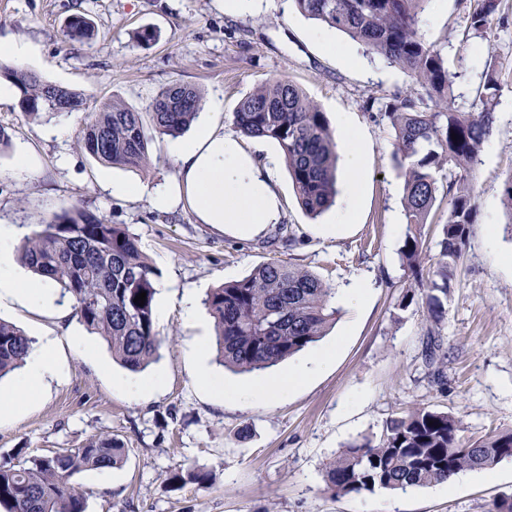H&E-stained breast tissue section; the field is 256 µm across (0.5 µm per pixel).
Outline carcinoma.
I'll return each instance as SVG.
<instances>
[{"instance_id": "cac0c4a2", "label": "carcinoma", "mask_w": 512, "mask_h": 512, "mask_svg": "<svg viewBox=\"0 0 512 512\" xmlns=\"http://www.w3.org/2000/svg\"><path fill=\"white\" fill-rule=\"evenodd\" d=\"M294 2L303 15L347 35L413 82L409 91L393 94L378 117L393 129V158L404 176L402 205L409 232L402 261L415 286L425 288L428 335L438 336L474 223V167L496 122L499 74L487 68L480 110L464 112L455 106V74L448 71L441 51L420 33L429 0ZM477 2L469 28L483 38L501 0ZM95 32L84 14L72 16L66 25L71 41L89 40ZM0 77L17 88L19 107L31 118L86 109L81 93L47 82L25 67L0 62ZM201 102L198 89L170 85L153 99L147 123L143 113L126 104L105 102L81 131L78 145L101 164L144 171L151 165L152 138L181 135L196 119ZM233 121L242 135L277 143L306 214L315 218L335 203L336 142L324 112L299 87L282 78L260 85L240 100ZM441 191L448 196V219L438 230L435 261L426 268L423 226ZM19 257L62 294L71 295L79 323L106 342L122 367L137 372L156 360L161 339L154 324L155 273L138 239L125 227L72 207L26 238ZM142 291L146 299L140 307L134 299ZM204 304L214 322L219 361L241 372L265 370L299 354L325 336L339 317L332 288L315 273L282 259L264 262L244 278L212 289ZM32 349L29 336L0 319V379L24 366ZM459 431L460 420L448 412L409 409L390 418L378 440L364 437L328 462L325 491L333 496L404 492L444 484L463 471L492 468L512 458V430L487 435L466 448L459 446ZM124 456L121 439L101 434L77 448L0 465V506L6 512H86V499L72 478L115 467ZM185 482L206 488L211 473L193 468L169 477L173 486Z\"/></svg>"}]
</instances>
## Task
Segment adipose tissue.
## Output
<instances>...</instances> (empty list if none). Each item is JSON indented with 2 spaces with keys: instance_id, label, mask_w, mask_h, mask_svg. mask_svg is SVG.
I'll list each match as a JSON object with an SVG mask.
<instances>
[{
  "instance_id": "obj_1",
  "label": "adipose tissue",
  "mask_w": 512,
  "mask_h": 512,
  "mask_svg": "<svg viewBox=\"0 0 512 512\" xmlns=\"http://www.w3.org/2000/svg\"><path fill=\"white\" fill-rule=\"evenodd\" d=\"M170 152L177 163V174L171 182L156 188H133L115 182L111 185L113 193L144 195L154 209L163 212L190 210L197 223L212 225L232 236L260 237L270 225L281 223L283 205L271 182V160L261 159L233 134L205 119L192 141L173 144ZM364 163L362 148H354L345 156L352 181L338 205L340 222H350L358 214ZM16 235L14 225H0V298L64 313L51 281L29 279L14 266L11 253ZM56 374L54 345L46 339L27 358L17 391L0 395V408L30 398Z\"/></svg>"
}]
</instances>
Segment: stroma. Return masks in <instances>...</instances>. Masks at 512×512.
<instances>
[{
	"instance_id": "1",
	"label": "stroma",
	"mask_w": 512,
	"mask_h": 512,
	"mask_svg": "<svg viewBox=\"0 0 512 512\" xmlns=\"http://www.w3.org/2000/svg\"><path fill=\"white\" fill-rule=\"evenodd\" d=\"M473 5L429 0L420 25L457 73L456 103L464 110L479 108L487 66L501 74L497 122L475 166L476 218L440 330L445 358L437 382L423 357L426 309L418 299L402 303L413 277L400 259L408 226L394 133L363 108L366 97L409 89L405 73L335 30L336 49L325 50L313 37L320 23L301 15L293 0H254L242 14L225 12L224 0H0V37L32 49L23 65L81 92L88 105L33 120L17 102L0 104V128L10 137L0 153V224L16 225L26 237L75 206L125 225L149 256L157 288L169 292L166 314L155 319L160 358L138 373L115 362L76 316L62 322L45 310L0 308L1 319L32 339L55 338L58 367L31 405L0 422V464L20 448L46 456L94 435H118L127 448L120 466L73 479L87 512H490L495 500L512 497V459L491 474L464 471L452 485L399 493L334 497L323 481L325 464L343 448L380 436L387 420L413 407L459 418L465 447L512 430V216L502 195L512 177V0H502L501 20L483 39L468 30ZM79 13L93 20L98 35L66 42L64 26ZM145 28L157 31L155 42H139ZM279 77L320 107L337 153L349 146L342 124L359 134L364 193L354 223L336 225L332 209L308 216L271 141H246L275 158L271 181L284 205L282 222L255 240L218 233L182 209L161 212L144 198L112 196L111 181L154 187L173 179L169 138L151 142L145 172L100 164L78 145L99 102L119 100L145 113L161 89L176 83L197 88L204 100H222L219 120L235 132L241 98ZM21 145L35 155L34 171L16 172ZM274 259L292 260L338 291L356 277L369 288L359 303L342 305L336 325L316 343V350L333 353L317 375L283 398L239 399L230 388L260 387L266 373L219 365L206 307L185 320L177 293L190 289L202 301L211 288ZM154 377L162 386L148 398L125 389ZM193 467L212 473L209 487L169 485L171 472Z\"/></svg>"
}]
</instances>
